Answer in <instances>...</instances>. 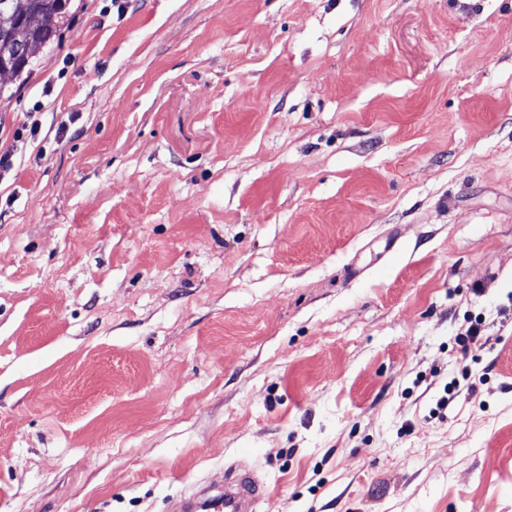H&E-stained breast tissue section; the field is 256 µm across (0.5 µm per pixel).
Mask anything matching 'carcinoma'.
Returning a JSON list of instances; mask_svg holds the SVG:
<instances>
[{
  "label": "carcinoma",
  "instance_id": "obj_1",
  "mask_svg": "<svg viewBox=\"0 0 512 512\" xmlns=\"http://www.w3.org/2000/svg\"><path fill=\"white\" fill-rule=\"evenodd\" d=\"M8 2L12 21L0 27V67L8 66L21 76L31 58L17 55L29 45L51 43L68 22L69 0H0Z\"/></svg>",
  "mask_w": 512,
  "mask_h": 512
}]
</instances>
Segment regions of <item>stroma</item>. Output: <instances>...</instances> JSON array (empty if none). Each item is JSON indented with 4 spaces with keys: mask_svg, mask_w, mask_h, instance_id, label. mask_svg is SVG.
Returning a JSON list of instances; mask_svg holds the SVG:
<instances>
[{
    "mask_svg": "<svg viewBox=\"0 0 512 512\" xmlns=\"http://www.w3.org/2000/svg\"><path fill=\"white\" fill-rule=\"evenodd\" d=\"M69 6L0 86V512H512V0ZM260 495L258 485L247 475H242L226 487L224 496L211 498L206 502L215 505V512H222L223 502L225 512H253V505Z\"/></svg>",
    "mask_w": 512,
    "mask_h": 512,
    "instance_id": "35a3bbf8",
    "label": "stroma"
}]
</instances>
